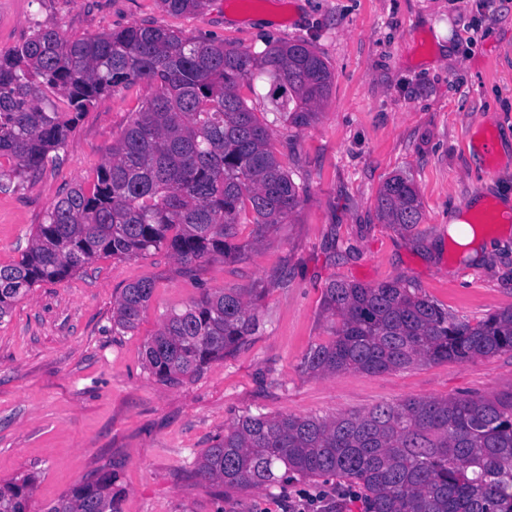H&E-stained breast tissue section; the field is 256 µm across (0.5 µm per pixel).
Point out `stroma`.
I'll return each instance as SVG.
<instances>
[{
	"label": "stroma",
	"mask_w": 512,
	"mask_h": 512,
	"mask_svg": "<svg viewBox=\"0 0 512 512\" xmlns=\"http://www.w3.org/2000/svg\"><path fill=\"white\" fill-rule=\"evenodd\" d=\"M133 24L252 52L309 44L333 84L308 127L276 120L266 77L241 89L306 193L260 244L252 224H239L240 258L216 255L189 274L163 249L102 256L18 301L0 321V482L34 477L30 512L108 469L119 512H293L319 493L331 512H366L359 489L338 497L335 479L227 491L201 483L196 463L246 413L331 418L407 398L512 394L510 352L376 375L303 367L310 347L331 339L322 300L333 280H397L472 323L512 307V210L501 208L512 198V0H209L195 15L159 0H0V53L38 27L72 41ZM147 94L142 85L103 94L59 165L0 191V264L19 260L62 193L92 187ZM480 132L494 138V158ZM395 175L412 179L422 202L409 231L375 209ZM458 217L469 224L463 240L448 232ZM141 279L155 288L136 329L113 327L122 289ZM222 288L253 299L255 334L193 376L159 382L146 367L148 339L168 312Z\"/></svg>",
	"instance_id": "obj_1"
}]
</instances>
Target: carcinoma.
<instances>
[{
	"label": "carcinoma",
	"mask_w": 512,
	"mask_h": 512,
	"mask_svg": "<svg viewBox=\"0 0 512 512\" xmlns=\"http://www.w3.org/2000/svg\"><path fill=\"white\" fill-rule=\"evenodd\" d=\"M208 2L160 0L176 14L200 12ZM257 72L276 84L271 103L296 129L310 124L332 85L327 63L302 41L252 53L143 24L72 42L39 27L0 56V158L15 161L10 172L0 170V189L57 163L70 130L99 96L138 83L153 89L112 144L92 190H67L21 258L0 265V320L35 286L76 275L100 255L129 259L165 249L191 272L214 255L246 250L236 242L241 213H252L258 240L283 223L303 187L282 168L267 125L239 94ZM45 87L57 96L48 98ZM375 207L404 230L422 218L413 181L400 175L383 183ZM153 290L148 279L127 285L114 325L135 329ZM322 312L333 340L305 355L304 369L314 375L512 353V308L472 324L397 281L333 280ZM257 325L244 292H205L166 315L146 343V367L175 383L237 348ZM197 476L226 489L332 476L359 487L369 512H512V397L404 399L331 419L245 415L205 449ZM114 484L112 471H103L46 512H118ZM33 486L31 476L1 482L0 512H29Z\"/></svg>",
	"instance_id": "carcinoma-1"
}]
</instances>
